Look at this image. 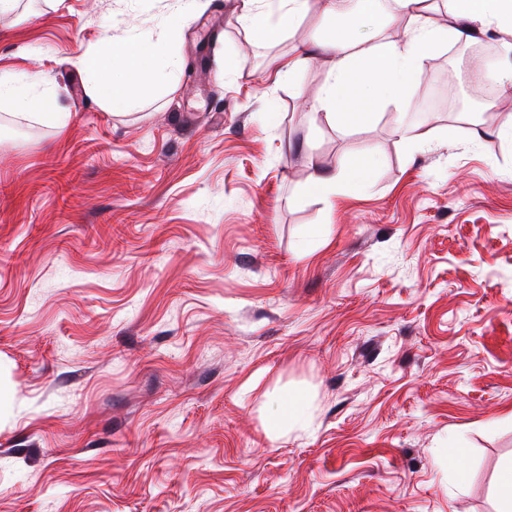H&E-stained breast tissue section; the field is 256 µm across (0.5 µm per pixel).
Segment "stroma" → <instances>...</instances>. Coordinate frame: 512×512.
Returning a JSON list of instances; mask_svg holds the SVG:
<instances>
[{
  "mask_svg": "<svg viewBox=\"0 0 512 512\" xmlns=\"http://www.w3.org/2000/svg\"><path fill=\"white\" fill-rule=\"evenodd\" d=\"M309 0L253 40L234 0H17L0 76V512H497L512 460V96L475 41L431 48L401 102L344 129L306 112L310 34L397 38ZM154 46L162 86L106 108L81 61ZM430 141L393 134L418 101ZM380 164L325 201L314 169ZM301 394L302 427L267 430ZM466 450L458 481L447 448ZM4 100L13 110L20 114H30L31 110L52 111L56 100L45 94H37L22 89L15 83L0 81V101ZM306 398L301 394L278 396L275 406L271 408L267 422L272 433H280L288 425L303 421L307 414Z\"/></svg>",
  "mask_w": 512,
  "mask_h": 512,
  "instance_id": "obj_1",
  "label": "stroma"
}]
</instances>
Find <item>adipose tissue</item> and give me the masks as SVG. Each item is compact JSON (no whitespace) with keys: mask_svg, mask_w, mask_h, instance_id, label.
I'll return each instance as SVG.
<instances>
[{"mask_svg":"<svg viewBox=\"0 0 512 512\" xmlns=\"http://www.w3.org/2000/svg\"><path fill=\"white\" fill-rule=\"evenodd\" d=\"M239 19L253 39L270 41L286 28L298 25L308 11V0H237ZM394 11H387L383 0H358L356 11L376 23L398 15L403 21L402 37L364 45L347 37L300 42L293 53L277 60L271 70L274 82L291 78L309 65L317 53L328 57L327 78L318 97L309 102L311 111L330 124L353 127L368 124L372 107L398 101L409 82L423 68L426 49L439 42L470 38L495 30L503 35V47L512 52V0H447L448 26H435L427 0H394ZM141 44L116 45L113 58L124 65L118 77L103 80L94 59H86L91 73V92L109 108L134 105L145 83L155 80L148 56ZM378 165L375 156H358L343 176L319 172L310 177L309 190L331 198L369 181Z\"/></svg>","mask_w":512,"mask_h":512,"instance_id":"1","label":"adipose tissue"}]
</instances>
